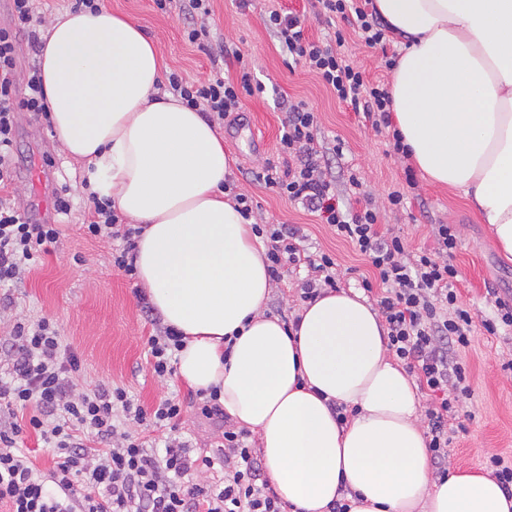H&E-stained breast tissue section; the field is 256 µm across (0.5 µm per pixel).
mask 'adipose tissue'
<instances>
[{
    "mask_svg": "<svg viewBox=\"0 0 512 512\" xmlns=\"http://www.w3.org/2000/svg\"><path fill=\"white\" fill-rule=\"evenodd\" d=\"M400 43L394 126L430 183L470 201L512 261V0H373ZM40 68L53 137L89 186L143 230L140 288L183 336L177 373L219 387L258 439L293 512H512L484 469L431 465L415 384L376 306L328 290L297 330L266 314L265 246L224 189L234 164L214 122L159 94L165 65L140 26L107 6L48 19ZM233 337L225 348V337ZM350 409L338 423L331 404Z\"/></svg>",
    "mask_w": 512,
    "mask_h": 512,
    "instance_id": "obj_1",
    "label": "adipose tissue"
}]
</instances>
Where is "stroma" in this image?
Wrapping results in <instances>:
<instances>
[{"mask_svg": "<svg viewBox=\"0 0 512 512\" xmlns=\"http://www.w3.org/2000/svg\"><path fill=\"white\" fill-rule=\"evenodd\" d=\"M105 3L142 26L168 70L186 77L204 79L217 73L234 78L239 74L234 52L250 59L251 82L262 91L244 98L238 119L229 118L217 126L225 150L236 159L230 182L237 192L253 198L258 223L304 225L306 248L336 258L342 289H360L363 277L371 276L365 257L350 243L336 238L327 225L255 178L267 160L278 157L283 119L280 102L285 97L304 100L316 112V140L329 159L340 206L370 203L382 229L404 238L411 251L435 248L433 225H454L458 236L452 259L458 271L456 287L462 301L478 316L491 314L490 289L512 292V262L499 256L485 225L477 223L463 198L429 184L419 171L411 170L410 160L394 154L387 133L377 132L361 114L338 103L304 67L287 66L285 54L261 22L268 0H250L245 9L239 8L238 0H212L211 39L224 45L221 53H209L185 41L178 10L156 12L153 0ZM343 35L342 53L361 66L367 80L389 83L391 71L384 56L396 53L397 45L368 47L348 28ZM255 125L266 133L265 142L257 146L250 139ZM15 139L13 185L17 201L38 221L60 225L61 235L52 252L12 288L11 307L0 309V342L16 322L50 318L63 345L80 359L81 367L73 375L77 392L112 383L124 387L146 407L163 397L176 398L183 408L180 437L189 440L194 452L211 453L221 439L220 422L200 415L194 389L177 375L160 378L149 371L144 342L156 327L141 315L139 288L112 265L116 241L92 237L85 231L88 203L81 164L61 154L50 129L28 113H18ZM338 143L343 146L339 155L333 152ZM353 173L362 184L357 192L348 183ZM63 185L69 187L72 198V211L66 216L53 208L55 192ZM395 190L403 193V206L391 205L389 195ZM309 276L307 267H288L282 280L271 288L268 314L293 317L302 305L300 287ZM461 357L471 373V395L462 407L468 416L467 430L454 436L448 459L461 468L485 467L487 458L494 454L512 460V372L502 368L512 360V331L502 330L493 336L476 330Z\"/></svg>", "mask_w": 512, "mask_h": 512, "instance_id": "35a3bbf8", "label": "stroma"}]
</instances>
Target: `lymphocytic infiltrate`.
Instances as JSON below:
<instances>
[{
  "label": "lymphocytic infiltrate",
  "instance_id": "1",
  "mask_svg": "<svg viewBox=\"0 0 512 512\" xmlns=\"http://www.w3.org/2000/svg\"><path fill=\"white\" fill-rule=\"evenodd\" d=\"M317 3L320 11L350 25L368 47L383 43L388 26L377 12L365 10L357 0ZM154 5L164 13L178 9L184 39L208 48L207 0H154ZM41 22L34 0H12L11 22L0 27V288L20 280L60 237L58 225L33 222L5 195L13 183L17 113H30L37 120L49 116L38 66L30 67L25 82L16 76L20 48L35 57L43 47L36 30ZM262 23L281 51L315 75L338 102L363 113L374 127H390L389 91L366 82L360 66L338 52L342 31H335L330 42L313 40L296 16L276 9L265 14ZM167 88L187 107L220 119L239 111L244 96L254 92L246 71L235 80L216 75L191 81L173 72ZM282 109L280 152L288 165L266 163L256 178L302 204L367 257L373 277L363 280L362 287L377 293L390 353L403 361L419 389L429 393L424 410L427 445L437 473L447 474L448 425L456 423L458 431H465L460 411L471 392L469 369L453 355L470 345L476 328L491 335L511 330L512 298L495 297L492 316L476 319L455 288L452 259L458 241L453 227L437 225L436 248L411 252L402 237L381 231L370 206L340 207L329 162L316 146L314 110L292 99L283 100ZM89 202L88 234L119 239L112 265L135 277L139 228L124 223L110 200L93 195ZM259 232L267 240L272 281H280L288 266L303 264L312 276L301 286L302 301L318 297L324 289H337L335 258L323 251L307 252L299 225L266 224ZM147 345L151 372L159 377L172 374L176 354L185 345L183 337L166 327L149 336ZM7 346L11 369L8 379H0V507L6 512H287L249 442L250 432L226 420L217 389L197 393L202 415L224 422L216 453L191 454L187 442L174 437L157 450L133 434L132 426L164 427L174 433L182 418L181 403L163 399L148 410L124 388L106 384L87 394L74 393L71 374L79 361L63 347L55 325L46 318L16 323ZM87 432L96 438V446L85 442ZM26 433L35 434L50 452L53 466L48 474H38L28 449L20 447ZM217 465L224 470L222 477L199 481V474Z\"/></svg>",
  "mask_w": 512,
  "mask_h": 512
}]
</instances>
